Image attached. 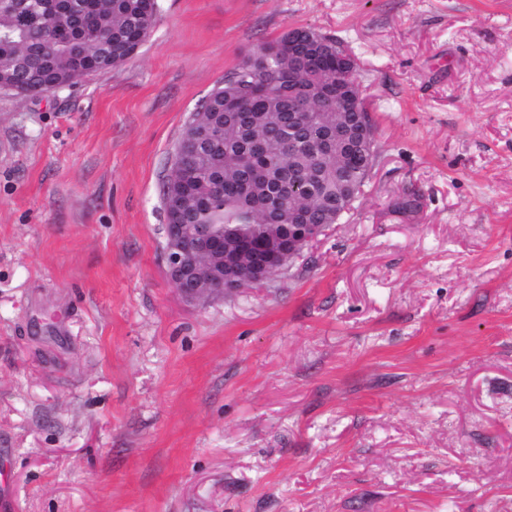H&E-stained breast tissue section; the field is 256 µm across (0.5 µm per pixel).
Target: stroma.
<instances>
[{
	"instance_id": "1",
	"label": "stroma",
	"mask_w": 512,
	"mask_h": 512,
	"mask_svg": "<svg viewBox=\"0 0 512 512\" xmlns=\"http://www.w3.org/2000/svg\"><path fill=\"white\" fill-rule=\"evenodd\" d=\"M158 4L106 76L0 91V507L512 512V0ZM290 26L358 57L369 183L274 280L187 304L161 181Z\"/></svg>"
}]
</instances>
